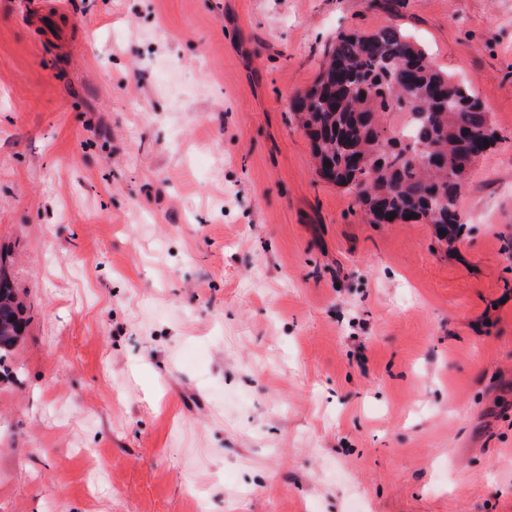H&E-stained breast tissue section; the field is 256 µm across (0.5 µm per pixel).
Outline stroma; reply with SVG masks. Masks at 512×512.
<instances>
[{
  "label": "stroma",
  "mask_w": 512,
  "mask_h": 512,
  "mask_svg": "<svg viewBox=\"0 0 512 512\" xmlns=\"http://www.w3.org/2000/svg\"><path fill=\"white\" fill-rule=\"evenodd\" d=\"M393 26L502 140L453 244L290 98ZM0 512H512V0H0ZM0 251V371L8 372V360L25 336L28 326L26 306L4 269Z\"/></svg>",
  "instance_id": "stroma-1"
}]
</instances>
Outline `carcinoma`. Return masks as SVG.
<instances>
[{
	"label": "carcinoma",
	"mask_w": 512,
	"mask_h": 512,
	"mask_svg": "<svg viewBox=\"0 0 512 512\" xmlns=\"http://www.w3.org/2000/svg\"><path fill=\"white\" fill-rule=\"evenodd\" d=\"M329 182L354 194L374 224L422 222L457 238L458 200L476 162L500 140L472 82L439 70L401 30L340 35L316 81L290 101ZM409 114L388 136L385 115ZM26 306L0 253V371L25 336Z\"/></svg>",
	"instance_id": "obj_1"
}]
</instances>
